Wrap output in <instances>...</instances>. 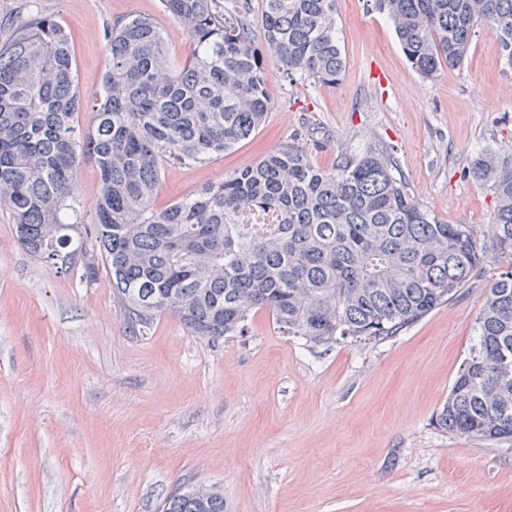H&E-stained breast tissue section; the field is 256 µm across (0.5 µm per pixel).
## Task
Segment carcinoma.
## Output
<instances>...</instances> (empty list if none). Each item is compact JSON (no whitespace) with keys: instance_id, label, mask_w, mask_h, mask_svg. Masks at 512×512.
<instances>
[{"instance_id":"1","label":"carcinoma","mask_w":512,"mask_h":512,"mask_svg":"<svg viewBox=\"0 0 512 512\" xmlns=\"http://www.w3.org/2000/svg\"><path fill=\"white\" fill-rule=\"evenodd\" d=\"M257 45L248 0H161L191 35L192 56L169 58L150 19L107 26L110 68L87 96L92 125L78 139L81 104L69 35L33 14L0 45V207L22 246L70 268L83 243L75 185L81 159L100 171L94 236L131 326L170 314L214 343L240 336L265 311L313 346L400 335L484 273L487 254L512 257V162L491 150L471 179L495 200L493 236L438 220L379 146L333 170L291 142L253 166L155 206L162 166L201 164L249 139L271 108L265 58L289 79L335 85L344 70L336 0H264ZM424 78L460 67L484 26L512 66V0H372ZM481 441L512 438V263L495 274L476 317V342L436 418ZM163 512H224V494L180 488Z\"/></svg>"}]
</instances>
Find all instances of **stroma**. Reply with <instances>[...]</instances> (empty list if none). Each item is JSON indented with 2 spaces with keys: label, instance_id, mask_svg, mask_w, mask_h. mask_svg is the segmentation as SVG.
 I'll use <instances>...</instances> for the list:
<instances>
[{
  "label": "stroma",
  "instance_id": "35a3bbf8",
  "mask_svg": "<svg viewBox=\"0 0 512 512\" xmlns=\"http://www.w3.org/2000/svg\"><path fill=\"white\" fill-rule=\"evenodd\" d=\"M36 11L69 32L84 94L109 69L114 19L150 18L172 62L193 50L161 0H0V44ZM336 30L338 85L289 80L267 59L264 124L204 163L167 165L156 206L292 140L324 169L382 145L440 221L487 240L494 198L464 172L484 147L512 159V68L496 40L480 31L462 67L426 79L366 0H336ZM99 192L85 158L79 224L96 223ZM511 262L488 255L469 288L384 341L312 347L261 311L243 335L212 344L171 315L133 329L92 239L58 269L21 246L0 208V512H161L183 483L222 485L224 512H512V441L435 423L485 290Z\"/></svg>",
  "mask_w": 512,
  "mask_h": 512
}]
</instances>
